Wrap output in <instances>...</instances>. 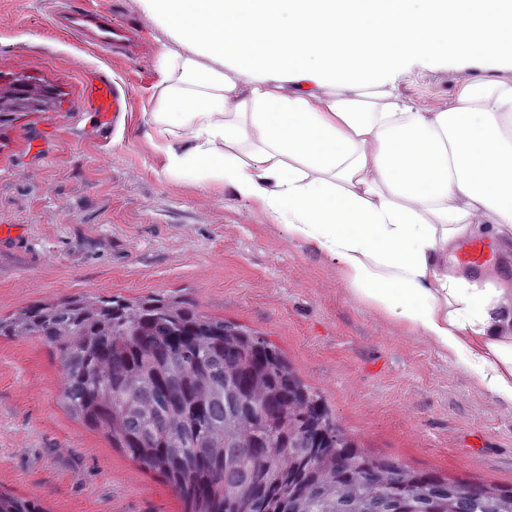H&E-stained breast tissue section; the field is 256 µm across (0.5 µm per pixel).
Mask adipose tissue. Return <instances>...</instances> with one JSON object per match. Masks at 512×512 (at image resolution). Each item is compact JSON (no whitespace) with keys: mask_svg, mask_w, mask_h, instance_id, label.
Segmentation results:
<instances>
[{"mask_svg":"<svg viewBox=\"0 0 512 512\" xmlns=\"http://www.w3.org/2000/svg\"><path fill=\"white\" fill-rule=\"evenodd\" d=\"M149 2L176 30L148 131L167 172L258 202L333 257L353 294L512 402V311L448 269L458 241L512 236V80L473 81L428 112L398 93L396 65L512 60V0ZM206 51L246 57L240 77Z\"/></svg>","mask_w":512,"mask_h":512,"instance_id":"obj_1","label":"adipose tissue"}]
</instances>
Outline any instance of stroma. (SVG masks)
I'll return each mask as SVG.
<instances>
[{"label": "stroma", "instance_id": "obj_1", "mask_svg": "<svg viewBox=\"0 0 512 512\" xmlns=\"http://www.w3.org/2000/svg\"><path fill=\"white\" fill-rule=\"evenodd\" d=\"M137 26L140 52L112 53L54 27L49 0H0V73L55 86L58 111L0 119V314L77 294L172 295L278 347L365 451L417 470L512 487V403L456 357L352 295L340 266L231 190L166 172L145 136L174 27L148 0H84ZM401 95L425 110L470 81L512 80V62L402 60ZM127 91L111 140L91 112L96 71ZM57 356L0 339V488L48 512H181L143 469L61 400Z\"/></svg>", "mask_w": 512, "mask_h": 512}]
</instances>
